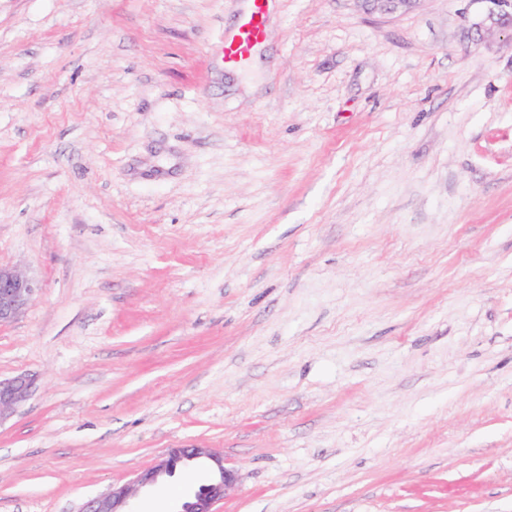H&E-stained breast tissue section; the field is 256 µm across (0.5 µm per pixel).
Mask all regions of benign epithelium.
I'll use <instances>...</instances> for the list:
<instances>
[{
  "instance_id": "7a95c632",
  "label": "benign epithelium",
  "mask_w": 512,
  "mask_h": 512,
  "mask_svg": "<svg viewBox=\"0 0 512 512\" xmlns=\"http://www.w3.org/2000/svg\"><path fill=\"white\" fill-rule=\"evenodd\" d=\"M369 14L405 13L422 0H354ZM487 3L473 27L488 32L498 31L512 37V0H483ZM39 290L38 280L14 266L0 265V324L19 318ZM31 387L30 379L19 375L0 379V420L24 402ZM202 460L212 470L213 478L203 491L190 499L182 512H216L215 507L239 481L238 472L224 464V456L212 448L182 446L171 449L155 466L136 473L121 486H111L83 504L78 512H130V500L140 491L154 487L165 476L174 475L181 467Z\"/></svg>"
}]
</instances>
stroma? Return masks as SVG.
I'll use <instances>...</instances> for the list:
<instances>
[{
	"mask_svg": "<svg viewBox=\"0 0 512 512\" xmlns=\"http://www.w3.org/2000/svg\"><path fill=\"white\" fill-rule=\"evenodd\" d=\"M247 3L0 0V512L193 444L219 512H512V39L272 0L231 69ZM267 1L252 0L253 7L241 15L236 30L224 36V64L227 66L244 64L252 49L263 40ZM39 288L35 277L17 267L0 265V324L19 318ZM30 387L31 381L25 375L0 379V421L27 399Z\"/></svg>",
	"mask_w": 512,
	"mask_h": 512,
	"instance_id": "1",
	"label": "stroma"
}]
</instances>
